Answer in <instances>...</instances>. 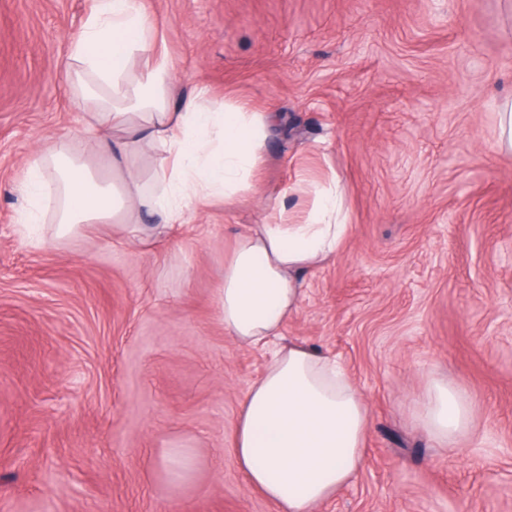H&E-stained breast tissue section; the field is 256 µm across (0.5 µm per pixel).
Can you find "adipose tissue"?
I'll return each mask as SVG.
<instances>
[{
    "label": "adipose tissue",
    "instance_id": "adipose-tissue-1",
    "mask_svg": "<svg viewBox=\"0 0 512 512\" xmlns=\"http://www.w3.org/2000/svg\"><path fill=\"white\" fill-rule=\"evenodd\" d=\"M173 72L144 0H96L66 63L73 105L86 116L79 137L89 151L76 153L63 143L30 157L20 186L22 223H41L45 203L53 200L64 232L116 224L139 242L143 216L164 230L250 190L263 162L269 115L179 91ZM146 147L155 155L148 182L132 168ZM294 194L306 203L301 219L276 203L263 223L237 238L224 262L220 304L227 336L242 346H275L241 404L238 467L278 512H316L361 469L371 417L341 365L282 340L284 323L304 298L300 273L338 255L351 230L336 177L297 183ZM422 412L427 432L443 445H452L466 426L464 395L443 384H432Z\"/></svg>",
    "mask_w": 512,
    "mask_h": 512
}]
</instances>
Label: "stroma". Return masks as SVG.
Returning <instances> with one entry per match:
<instances>
[{"label":"stroma","instance_id":"35a3bbf8","mask_svg":"<svg viewBox=\"0 0 512 512\" xmlns=\"http://www.w3.org/2000/svg\"><path fill=\"white\" fill-rule=\"evenodd\" d=\"M147 7L182 90L282 122L252 191L148 244L19 223L30 154L83 122L59 65L93 0H0V512H275L233 451L268 352L225 335L219 290L266 206L333 173L354 232L283 337L340 361L372 423L318 512H512V0ZM435 380L468 402L451 448L419 418ZM498 118V145L502 151L512 152V103H506Z\"/></svg>","mask_w":512,"mask_h":512}]
</instances>
